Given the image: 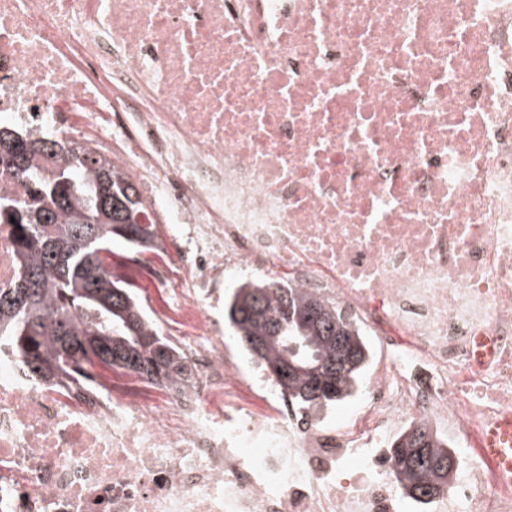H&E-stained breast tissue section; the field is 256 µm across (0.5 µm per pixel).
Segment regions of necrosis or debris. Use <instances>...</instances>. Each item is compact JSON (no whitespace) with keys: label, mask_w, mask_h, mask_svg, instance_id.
I'll use <instances>...</instances> for the list:
<instances>
[{"label":"necrosis or debris","mask_w":512,"mask_h":512,"mask_svg":"<svg viewBox=\"0 0 512 512\" xmlns=\"http://www.w3.org/2000/svg\"><path fill=\"white\" fill-rule=\"evenodd\" d=\"M132 102L134 120L112 115ZM134 135L167 187L179 382L32 378L0 345V512H396L389 434L445 424L432 512H512V0H0V124ZM287 277L385 354L345 419L224 345L225 277ZM489 458H498L504 472L512 474V417L493 425L486 433L481 445ZM511 450V459L507 455Z\"/></svg>","instance_id":"necrosis-or-debris-1"}]
</instances>
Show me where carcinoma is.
I'll use <instances>...</instances> for the list:
<instances>
[{
	"instance_id": "1",
	"label": "carcinoma",
	"mask_w": 512,
	"mask_h": 512,
	"mask_svg": "<svg viewBox=\"0 0 512 512\" xmlns=\"http://www.w3.org/2000/svg\"><path fill=\"white\" fill-rule=\"evenodd\" d=\"M61 164L45 177L38 156ZM0 162L27 187L28 198L0 197V220L12 222L20 262L18 280L0 288V343L10 344L34 377L52 380L75 366L83 372L121 370L144 380L169 379L184 370L174 345L135 298L134 289L112 279V243L143 251L154 247L157 225L136 234L135 218L148 214L131 175L88 145L56 136L0 130ZM35 278L34 297L19 306L4 303ZM224 320L239 343L268 368L285 354L283 337H305L309 355L329 358L344 341L355 345V367L334 382L306 373L278 387L303 410L343 401L360 387L371 347L368 338L333 305L303 294L291 283L255 278L234 289ZM132 327H126V322ZM427 433V461L414 465L415 434ZM404 494L433 498L450 480L437 464L456 452L425 422L405 426L390 445Z\"/></svg>"
}]
</instances>
